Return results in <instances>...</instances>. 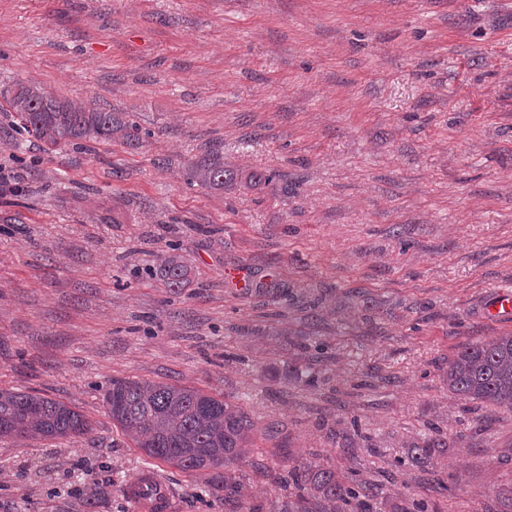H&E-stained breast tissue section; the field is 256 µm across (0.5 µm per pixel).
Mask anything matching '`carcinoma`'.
Masks as SVG:
<instances>
[{"instance_id": "1", "label": "carcinoma", "mask_w": 512, "mask_h": 512, "mask_svg": "<svg viewBox=\"0 0 512 512\" xmlns=\"http://www.w3.org/2000/svg\"><path fill=\"white\" fill-rule=\"evenodd\" d=\"M5 103L18 119L20 134L50 149L82 147L84 141L140 144L137 125L118 112L91 108L39 85L17 83ZM191 179L211 190H224L229 173L224 159L204 151L191 167ZM164 287H182L190 268L173 249L154 271ZM448 390L459 398L512 410V335L488 342L467 344L448 360ZM103 403L112 422L118 424L135 447L147 456L184 471L212 472V494L231 499L235 484L227 475L246 458L256 433L246 410L228 398L218 399L199 389L146 380L114 379L105 390ZM93 427L67 404L19 390H0V440H45L89 436ZM445 442H414L401 465L410 462L423 472L434 473V463ZM354 479L334 466L295 462L288 470V503L284 512H350L352 501L367 502L379 495L375 484L353 487ZM393 512H428V504L404 498Z\"/></svg>"}]
</instances>
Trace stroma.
<instances>
[{"label":"stroma","instance_id":"35a3bbf8","mask_svg":"<svg viewBox=\"0 0 512 512\" xmlns=\"http://www.w3.org/2000/svg\"><path fill=\"white\" fill-rule=\"evenodd\" d=\"M41 83L128 113L141 143L49 150L0 107V389L63 402L92 437L0 441V512H282L309 460L439 512L512 489V411L448 391L465 344L512 334V0H0V95ZM219 153L214 191L190 163ZM190 266L151 275L170 244ZM228 396L254 446L231 501L114 425L112 379ZM354 433L350 453L336 442ZM443 438L451 491L394 467ZM172 251L163 256L154 274L165 288L175 290V288H182L186 283L190 268L184 256L178 252L179 248H172ZM125 493L137 504L138 511L171 512L172 495L162 479L153 470H144L125 486Z\"/></svg>","mask_w":512,"mask_h":512}]
</instances>
